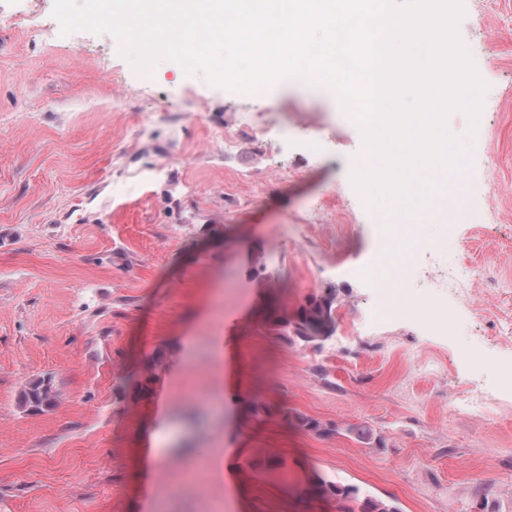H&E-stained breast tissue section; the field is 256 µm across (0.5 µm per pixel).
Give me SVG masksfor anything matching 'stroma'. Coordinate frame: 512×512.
Returning a JSON list of instances; mask_svg holds the SVG:
<instances>
[{
	"mask_svg": "<svg viewBox=\"0 0 512 512\" xmlns=\"http://www.w3.org/2000/svg\"><path fill=\"white\" fill-rule=\"evenodd\" d=\"M53 8L0 0V512H336L303 493L315 471L400 512H512V0H465L487 90L444 183L462 179L466 206L417 227L353 188L363 142L338 96L288 78L237 93L170 60L138 72ZM251 112L287 141L256 151ZM387 256L407 281L382 317L354 270ZM473 270L453 294L449 273ZM331 288L320 347L267 333ZM150 369L147 396L125 391ZM46 375L56 405L22 408ZM463 387L497 399L490 420L456 407ZM255 399L277 415L251 417Z\"/></svg>",
	"mask_w": 512,
	"mask_h": 512,
	"instance_id": "35a3bbf8",
	"label": "stroma"
}]
</instances>
